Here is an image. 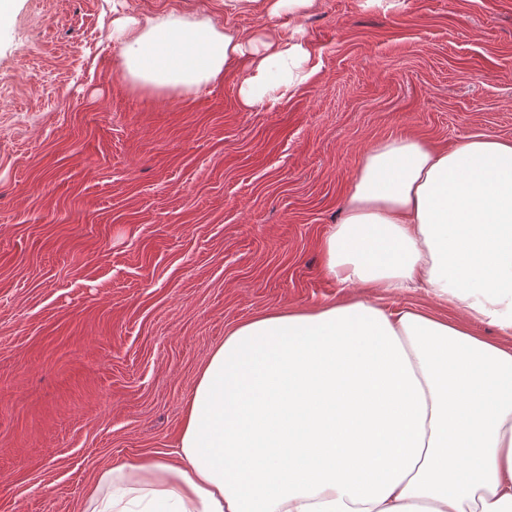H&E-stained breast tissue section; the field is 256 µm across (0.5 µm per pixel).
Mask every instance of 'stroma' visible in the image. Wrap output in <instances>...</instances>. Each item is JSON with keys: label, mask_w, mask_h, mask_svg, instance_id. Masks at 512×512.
I'll use <instances>...</instances> for the list:
<instances>
[{"label": "stroma", "mask_w": 512, "mask_h": 512, "mask_svg": "<svg viewBox=\"0 0 512 512\" xmlns=\"http://www.w3.org/2000/svg\"><path fill=\"white\" fill-rule=\"evenodd\" d=\"M173 10L293 24L259 0H10L0 21V512H83L112 460L173 448L231 327L361 295L321 241L372 144L512 140V0H314L315 74L254 108L233 68L125 79L113 19Z\"/></svg>", "instance_id": "35a3bbf8"}]
</instances>
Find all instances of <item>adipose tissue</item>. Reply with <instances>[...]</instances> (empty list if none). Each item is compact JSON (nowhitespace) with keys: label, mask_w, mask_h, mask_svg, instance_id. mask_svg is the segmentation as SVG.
Masks as SVG:
<instances>
[{"label":"adipose tissue","mask_w":512,"mask_h":512,"mask_svg":"<svg viewBox=\"0 0 512 512\" xmlns=\"http://www.w3.org/2000/svg\"><path fill=\"white\" fill-rule=\"evenodd\" d=\"M123 72L200 90L242 72L253 108L315 73L301 26L249 41L212 19H118ZM339 287L422 288L463 321L354 299L231 328L176 446L116 461L84 512H512V140L400 136L365 153L322 240Z\"/></svg>","instance_id":"ef3b65f1"}]
</instances>
